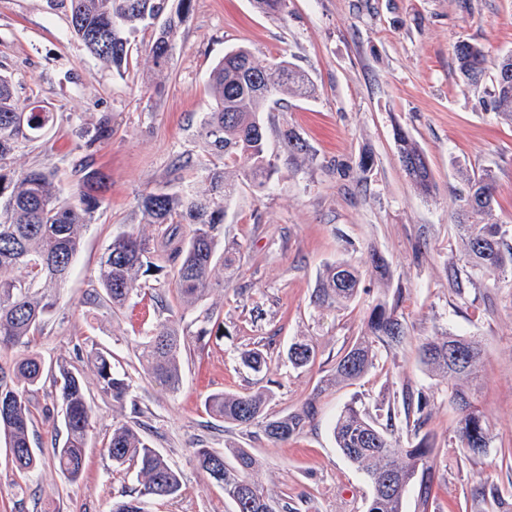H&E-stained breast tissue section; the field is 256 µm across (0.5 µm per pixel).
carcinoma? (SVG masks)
I'll return each mask as SVG.
<instances>
[{"instance_id":"1","label":"carcinoma","mask_w":512,"mask_h":512,"mask_svg":"<svg viewBox=\"0 0 512 512\" xmlns=\"http://www.w3.org/2000/svg\"><path fill=\"white\" fill-rule=\"evenodd\" d=\"M68 11L70 33L87 52L108 68L121 70L128 64L130 35L141 26L155 28L149 48L154 68L163 72L173 57L179 24L189 12L192 0H61ZM258 11L280 15L287 0H253ZM455 56L463 81L472 85L485 75L489 59L481 45L460 41ZM208 84L211 109L202 117L198 136L208 153L223 165L205 170L197 182L163 186L142 196L143 222L154 226L156 235L138 230L119 234L106 247L96 273L98 288L88 301L112 313L121 311L143 289L141 277L155 268L169 277L177 299L185 307L197 305L212 286V272L221 265L229 268L239 252L238 244L218 247L224 233L228 203L238 194L239 177L258 187L267 186L274 166L267 159L266 129L260 119L270 103L288 97L309 98L315 87L294 63L275 58L266 64L240 46L224 53L213 67ZM492 109L512 122V84L495 82ZM50 113L37 111L14 94L10 78L0 75V161L20 144L31 141L46 128ZM280 135L295 158L314 160L307 142L293 129ZM399 161L411 185L421 194L433 190L425 155L417 142L403 131L396 134ZM460 178L468 192L457 212L455 229L466 261L447 268L448 285L459 299L467 300L469 289L481 283L495 291L512 282V225L489 221L495 202L492 177ZM104 175L98 170L85 173L73 201L61 199L55 173L47 167L31 169L17 177L0 172V353L27 347L35 339L57 304V289L65 282L79 253L83 230L100 207ZM17 270L23 275H14ZM388 285L390 272L385 257L373 250L365 269L347 261L324 266L319 276L314 303L344 308L359 291L365 274ZM399 299L382 294L368 313L362 334L348 343L334 366L314 387L310 397L294 410L268 412L274 392L222 391L209 395L206 411L213 417L239 427L249 434L257 428L272 442L302 434L317 415V401L326 391L353 385L376 365L380 348L399 346L408 336V326L398 314ZM189 347L187 336L169 320H160L139 342V360L149 378L176 392L183 380L181 355ZM87 362L96 373L99 390L123 404L130 394V381L118 371L112 351L96 344L85 348ZM422 364L446 385L448 397L460 412L454 440L466 459L487 455L493 436L477 405L474 382L484 363L479 341L448 331L426 336L419 344ZM318 357L316 346L295 341L287 359L295 369L311 367ZM240 363L256 372L269 370V358L259 349L239 352ZM42 361L28 354L10 371L0 367V434L10 448L18 473L27 478L36 470L38 449L31 446L34 414L29 405V387L43 376ZM56 393V409L65 427L63 441L51 440L58 469L70 481L80 479L85 449L94 420L79 373L65 361L49 368ZM431 416L430 398L408 388L387 390L376 405V414L356 401L343 406L332 427L341 453L362 471L371 486L367 512H403L408 488L419 484L422 512H428L432 496L431 465L434 442L424 431ZM409 436L402 439L400 433ZM112 465L136 468L140 485L137 495L112 502V512H146L151 499H174L182 493L179 474L170 462L140 432L127 424L112 428L106 448ZM193 457L209 480L224 490L235 512H298L283 499L276 501L254 478L259 460L247 449L228 445L227 452L195 448ZM487 505L486 512H507L512 504V485L480 480L472 490Z\"/></svg>"}]
</instances>
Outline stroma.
<instances>
[{
    "instance_id": "stroma-1",
    "label": "stroma",
    "mask_w": 512,
    "mask_h": 512,
    "mask_svg": "<svg viewBox=\"0 0 512 512\" xmlns=\"http://www.w3.org/2000/svg\"><path fill=\"white\" fill-rule=\"evenodd\" d=\"M151 29L135 35L123 72L90 56L68 30L60 0H0V73L11 75L15 94L47 106L53 120L37 140L4 163L20 174L53 167L62 199H70L80 166L102 171L108 189L84 234L83 247L57 308L36 336L33 350L44 364L64 359L79 371L95 408L82 478L70 482L50 451H43L30 479H21L0 439V512H110L121 491L137 488L134 470L113 467L104 451L112 427L139 428L178 470L183 492L152 500L147 512H235L223 490L197 469L194 449H224L234 442L260 461L254 478L276 498H292L301 512H366L370 486L336 447L331 426L345 403L374 405L383 388L410 386L429 395L426 426L437 448L433 497L425 512H481L471 491L479 476L512 480L499 449L512 447V288L470 289L460 300L448 287L447 265L462 244L454 216L465 186L458 173H492L493 220L512 225V124L493 112V79L462 85L454 46L481 44L490 59L512 54V0H288L284 15L259 12L252 0H192L164 75L154 77L147 49ZM244 46L257 60L286 58L317 88L314 98H289L262 115L267 157L275 174L266 188L243 183L224 220V235L237 241L241 259L232 280L216 269L213 286L198 305L184 308L163 275L144 276V292L119 314L86 304L96 270L116 235L141 228L142 194L183 179H200L209 158L197 135L211 98L207 79L228 49ZM112 135L91 136L101 116ZM291 127L313 147L314 161H293L279 137ZM424 152L435 184L431 195L414 190L399 162L396 129ZM371 154L366 179L358 162ZM192 157L193 167L177 169ZM379 251L391 269L390 288L401 289L398 311L409 334L357 384L323 394L318 415L293 439L272 443L242 434L211 417L207 395L251 392L277 381L272 411L291 410L311 394L348 342L358 336L382 289L364 278L345 309L313 302L325 265H364ZM261 313H253V306ZM218 313L224 335L182 354L179 392L146 377L137 358L139 336L160 318L196 331L205 310ZM472 336L484 349L481 404L494 439L489 454L467 460L452 443L459 418L445 385L417 358L421 338L445 331ZM319 350L315 365L299 372L272 362L256 374L237 360L239 351L266 344L285 349L300 338ZM93 341L112 351L132 389L124 404L102 395L79 350ZM54 389L42 378L31 393L34 434L42 443L63 434L59 417H46Z\"/></svg>"
}]
</instances>
